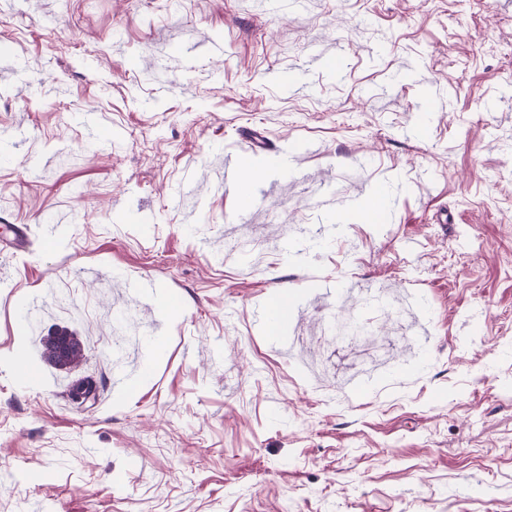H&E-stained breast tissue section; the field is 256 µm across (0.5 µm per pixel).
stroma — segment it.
Returning a JSON list of instances; mask_svg holds the SVG:
<instances>
[{"mask_svg": "<svg viewBox=\"0 0 512 512\" xmlns=\"http://www.w3.org/2000/svg\"><path fill=\"white\" fill-rule=\"evenodd\" d=\"M2 44L0 225L32 246L0 252V512H512V0H0ZM248 127L290 166L224 185ZM339 281L402 303L359 325L423 327L389 358L422 368L346 405L299 359L320 337L330 387L356 362L316 316ZM56 327L73 369L41 357ZM286 297L288 293L281 294L273 303L265 307L260 321L261 328L267 333L270 343L278 347L288 346L291 341L288 335V321L299 306L292 298H288V301H283L281 304H275ZM51 336V334H50ZM48 336L43 342L42 358L51 365H57L61 368H68L78 364L84 357V348L77 337L73 336L68 355L64 362L57 355L53 340Z\"/></svg>", "mask_w": 512, "mask_h": 512, "instance_id": "1", "label": "stroma"}]
</instances>
